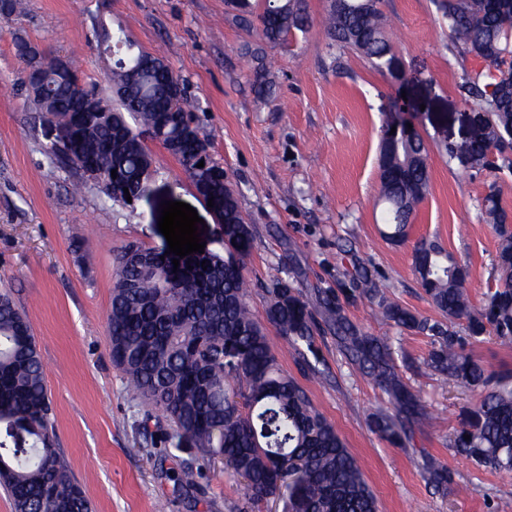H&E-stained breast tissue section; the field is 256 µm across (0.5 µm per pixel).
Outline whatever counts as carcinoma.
I'll return each instance as SVG.
<instances>
[{"mask_svg": "<svg viewBox=\"0 0 512 512\" xmlns=\"http://www.w3.org/2000/svg\"><path fill=\"white\" fill-rule=\"evenodd\" d=\"M381 0H345L329 4L326 23L331 39L341 48L360 53L377 70L390 57ZM282 22L264 10L262 34L270 44H284L306 22L302 0H283ZM439 8L448 19L453 44L496 73H476L462 89L471 108L487 116L491 132L512 142V0H443ZM31 41L19 37L27 96L33 95L31 66L26 51ZM152 57L143 50L114 63L112 85L118 104L84 82L71 58L64 72L50 78L40 108L56 114L68 127L64 148L48 154L63 158L81 177L94 170L106 173L100 191L107 197L129 190L139 198L142 182L152 167L145 147L119 135L129 121L141 127H165L179 139L175 156L188 176L196 175L201 143L198 127L185 131V114L192 112L188 96L175 90L178 75L162 63L135 83L127 71ZM253 85L262 95L268 85L263 56L253 53ZM449 158L476 171L495 170L485 137L477 135L456 148ZM429 149L423 137L410 134L389 147H380L381 197L386 204L385 238L400 244L408 237L403 220L412 215L428 190L425 160ZM117 170V178L111 171ZM224 175L210 180V195L222 210L224 254H190L173 271L174 255L163 250L125 245L119 258L116 286L109 313L112 360L125 373L135 395L160 412L174 427L166 437L174 450L192 442L196 457L215 456L244 480L247 499L277 497L283 512H378L376 498L356 458L331 424L312 404L307 391L285 374L272 352L265 324L281 335L306 345L299 352L310 370L306 353L318 357L313 345L316 321L307 303L288 279L275 277L268 288L266 322L252 314L244 288V259L250 254L251 225L242 223L238 201L224 202ZM490 223L504 224L508 212L491 192L484 199ZM498 284L483 305L471 310L466 271L437 243L422 240L413 252L415 273L422 288L448 324L430 322L387 299L377 288L363 293L382 316L402 331L436 339L430 361L448 378L485 394L457 433V453L495 472L512 473V385L457 350L461 339L455 321L466 320L473 337L487 332L512 340V232L499 230ZM329 322L352 360L390 398L395 414L380 413L371 429L391 441L401 430V417L424 416L419 396L396 371L388 337L354 325L343 309L326 301ZM0 485L10 496L14 512H92V505L56 448L55 416L45 384L35 337L26 317L8 291L0 292ZM202 468L185 462L179 482L195 486Z\"/></svg>", "mask_w": 512, "mask_h": 512, "instance_id": "cac0c4a2", "label": "carcinoma"}]
</instances>
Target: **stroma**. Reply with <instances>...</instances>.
<instances>
[{
    "label": "stroma",
    "instance_id": "obj_1",
    "mask_svg": "<svg viewBox=\"0 0 512 512\" xmlns=\"http://www.w3.org/2000/svg\"><path fill=\"white\" fill-rule=\"evenodd\" d=\"M0 20V290L9 289L28 319L55 410L59 448L93 512H282L253 504L222 459L206 462L197 486L177 481L189 452L168 451L167 421L146 419L126 377L112 361L108 317L117 258L135 241L167 248L158 229L163 202L181 201L204 219L208 252H223L224 226L196 193L180 162L157 141L144 147L155 166L150 193L135 207L115 204L46 151L55 131L27 98L16 35L53 55L74 56L79 72L109 90L112 61L99 49L102 31L123 35L134 50L166 58L186 82L200 135L223 165L254 231L244 277L254 315L264 318L265 287L287 278L318 321L319 377L275 328L267 335L281 368L308 391L341 435L375 494L379 512H492L512 498V474L458 454L453 440L481 396L431 363L429 336L402 331L375 313L362 291L380 289L430 320L441 315L412 264L416 243H438L468 271L480 306L496 284L499 235L484 198L496 192L512 214V169L467 171L443 150L468 136L473 111L461 85L487 71L461 56L437 0H383L381 8L405 65L396 84L356 51L330 39L327 0H304L308 22L287 43H263L258 24L243 27L227 0H22ZM263 48L273 92L258 100L246 49ZM412 113L428 145L429 186L411 218L407 240L383 236L379 142L395 101ZM348 319L398 344L396 368L419 391L428 424L409 420L402 443L369 428L389 411L386 395L350 361L327 323L326 300ZM463 350L487 370L512 375V342L487 333ZM446 463L447 490L429 483L431 462Z\"/></svg>",
    "mask_w": 512,
    "mask_h": 512
}]
</instances>
